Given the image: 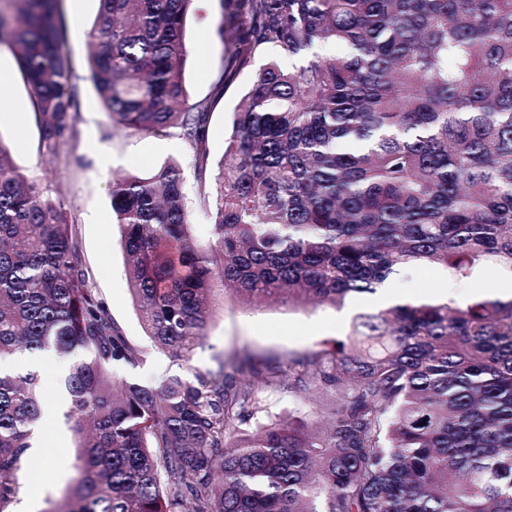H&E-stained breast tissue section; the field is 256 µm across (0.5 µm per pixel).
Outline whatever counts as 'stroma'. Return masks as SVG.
I'll list each match as a JSON object with an SVG mask.
<instances>
[{
    "label": "stroma",
    "mask_w": 512,
    "mask_h": 512,
    "mask_svg": "<svg viewBox=\"0 0 512 512\" xmlns=\"http://www.w3.org/2000/svg\"><path fill=\"white\" fill-rule=\"evenodd\" d=\"M99 9L98 0H64L63 13L67 46L78 75L79 110L74 135L61 146L58 158L45 157L39 119L30 90L20 71L14 48L0 45V73L7 80L0 92V143L12 163L35 183L43 194L64 203L71 216L79 263L91 292L101 299L128 341L140 349L142 360L136 367L120 370L125 379L149 385L171 376L189 377L191 371L216 369L222 358L249 351L262 374L277 377L276 386L255 387L252 414L237 425L238 433L253 431L258 425L293 416L307 423L324 420L333 393L332 386L317 382L297 390L293 382L302 370L301 362L322 349L325 343L348 334L353 317L376 308L375 295L363 294L343 308L330 305L295 307L283 303L246 305L232 297H218L202 344L190 360L172 357L153 345L146 336L132 301L126 260L119 228L112 222L111 181L113 175L143 176L166 161L182 165L186 208L201 241L211 237V226L198 201V186L192 152L178 129L166 135L135 133L113 125L98 94L87 80L88 32ZM219 0H198L186 18V39L191 51L183 68V82L189 103H212L208 147L212 159H219L232 129L233 115L258 68L268 60L288 66L287 53L270 47L257 55L228 86L219 79L224 71L223 47L217 34ZM112 155L111 169H101L97 151ZM500 277L490 266H482L466 280L446 277L440 269L414 267L400 281L404 293L414 294L444 288L458 302L477 293H488ZM74 433H67L57 462L37 475L19 473L20 501L36 502V512H47L50 502L60 500L74 484Z\"/></svg>",
    "instance_id": "stroma-1"
}]
</instances>
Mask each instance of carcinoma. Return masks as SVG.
I'll list each match as a JSON object with an SVG mask.
<instances>
[{"mask_svg":"<svg viewBox=\"0 0 512 512\" xmlns=\"http://www.w3.org/2000/svg\"><path fill=\"white\" fill-rule=\"evenodd\" d=\"M62 0H0L44 149L73 135L77 76ZM195 0H99L89 80L113 124L190 146L214 241L193 242L172 162L112 177L130 291L147 336L185 361L218 290L341 306L400 269L512 275V0H219L224 84L273 46L224 154L210 104L187 105ZM65 381L79 478L51 512H512V300L431 296L358 314L306 360L335 387L316 430L231 439L260 375L248 353L142 385L141 351L87 288L64 205L0 143V365L47 347ZM46 392L0 371V512L32 471Z\"/></svg>","mask_w":512,"mask_h":512,"instance_id":"carcinoma-1","label":"carcinoma"}]
</instances>
